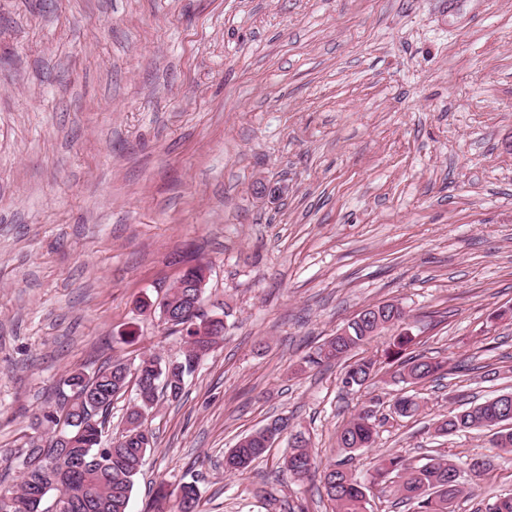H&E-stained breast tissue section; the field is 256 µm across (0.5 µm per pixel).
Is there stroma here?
I'll return each instance as SVG.
<instances>
[{"label":"stroma","mask_w":512,"mask_h":512,"mask_svg":"<svg viewBox=\"0 0 512 512\" xmlns=\"http://www.w3.org/2000/svg\"><path fill=\"white\" fill-rule=\"evenodd\" d=\"M192 259L224 339L149 417L129 512L191 478L201 512H332L283 474L288 438L241 473L224 454L286 417L332 464L371 399L359 476L487 453L434 427L512 392V0H0V451L70 373L180 355L157 306ZM390 300L447 362L412 419L394 330L363 391L304 362ZM510 491L504 453L455 512Z\"/></svg>","instance_id":"obj_1"}]
</instances>
